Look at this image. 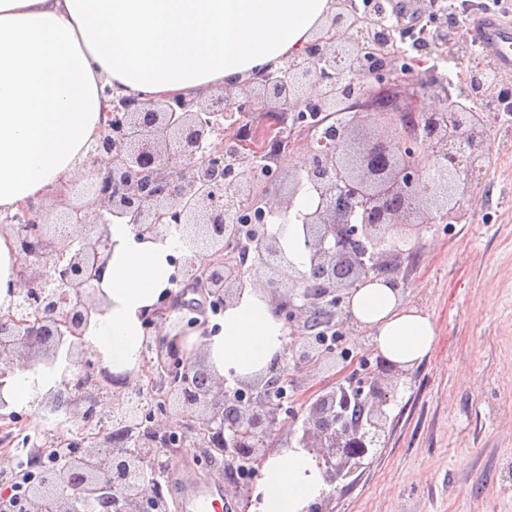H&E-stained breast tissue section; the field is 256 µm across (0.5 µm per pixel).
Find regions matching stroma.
<instances>
[{"label": "stroma", "mask_w": 512, "mask_h": 512, "mask_svg": "<svg viewBox=\"0 0 512 512\" xmlns=\"http://www.w3.org/2000/svg\"><path fill=\"white\" fill-rule=\"evenodd\" d=\"M489 136L461 221L401 244L404 297L432 317L437 342L401 379L384 448L353 486L330 489L328 512H512V112L499 113ZM297 378L284 410L299 411L343 374L329 358ZM166 459L169 512H180L172 473L222 482L229 512H244L260 479L202 461L190 438Z\"/></svg>", "instance_id": "obj_1"}]
</instances>
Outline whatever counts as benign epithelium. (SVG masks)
Here are the masks:
<instances>
[{
	"instance_id": "7a95c632",
	"label": "benign epithelium",
	"mask_w": 512,
	"mask_h": 512,
	"mask_svg": "<svg viewBox=\"0 0 512 512\" xmlns=\"http://www.w3.org/2000/svg\"><path fill=\"white\" fill-rule=\"evenodd\" d=\"M336 7L303 52L207 99L140 98L105 88L110 108L91 155L87 198L59 217L69 227V251L55 248L51 207L23 209L21 222L10 225L22 301L17 312L0 316V388L7 372L33 367L26 351L45 350L42 362L50 365L62 355L61 382L46 400L73 424L51 438L49 460L37 450L29 469L0 470L10 474L0 494L11 512H79L88 502L110 512H168L151 476L187 432L204 436L197 449L251 475L266 459L267 442L288 427L276 387L279 381L296 389L288 370L233 386L211 376L201 384L203 372L177 343L181 322L163 316L145 322L157 332L144 344L148 384L112 390L111 373L83 341L92 315L102 312L110 224L132 225L139 240L166 237L178 225L192 287L212 297L215 314L248 285L285 296L278 302L288 323L285 352L301 370L331 355L327 335L341 334L351 320L343 303L353 288L384 276L395 288L401 284L403 252L392 241L409 227L461 220L492 117L512 94L501 87L494 61L479 59L462 77L464 105L444 83L418 77L434 48L418 43L419 55L406 56L399 30L374 0H336ZM435 41L452 59L469 43L451 15ZM343 85L351 96H336ZM283 150L298 159L286 196L277 187ZM303 189L316 199L313 210L295 214L306 225L313 280L267 228L288 218ZM237 224L248 225V267L222 259ZM166 324L175 333L170 341L160 338ZM398 376V365L379 355L376 366L363 363L346 383L301 404L297 445L315 458L327 484L348 479L378 454ZM109 393L119 399L110 408L101 403ZM134 396L139 406L159 398L186 422L179 431L148 426L129 406Z\"/></svg>"
}]
</instances>
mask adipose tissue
I'll return each instance as SVG.
<instances>
[{"mask_svg": "<svg viewBox=\"0 0 512 512\" xmlns=\"http://www.w3.org/2000/svg\"><path fill=\"white\" fill-rule=\"evenodd\" d=\"M335 0H0V215L62 195L97 144L116 93L155 98L206 95L235 86L301 53ZM114 247L101 291L103 313L84 340L115 378L137 373L143 319L172 291L171 238L137 240L113 224ZM15 238L0 226V314L20 301ZM350 311L387 360L418 365L436 342L429 314L386 278L355 288ZM284 327L268 292L245 288L219 330L203 326L178 344H203L211 369L248 380L280 363ZM61 380L24 369L5 377L10 407H30ZM247 512H303L328 486L309 453L275 449L262 467Z\"/></svg>", "mask_w": 512, "mask_h": 512, "instance_id": "1", "label": "adipose tissue"}]
</instances>
